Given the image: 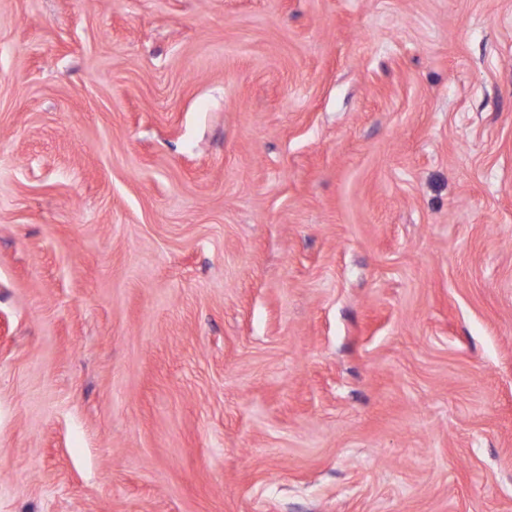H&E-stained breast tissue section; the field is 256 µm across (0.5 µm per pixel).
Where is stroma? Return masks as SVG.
Segmentation results:
<instances>
[{
	"instance_id": "35a3bbf8",
	"label": "stroma",
	"mask_w": 512,
	"mask_h": 512,
	"mask_svg": "<svg viewBox=\"0 0 512 512\" xmlns=\"http://www.w3.org/2000/svg\"><path fill=\"white\" fill-rule=\"evenodd\" d=\"M0 512H512V0H0Z\"/></svg>"
}]
</instances>
